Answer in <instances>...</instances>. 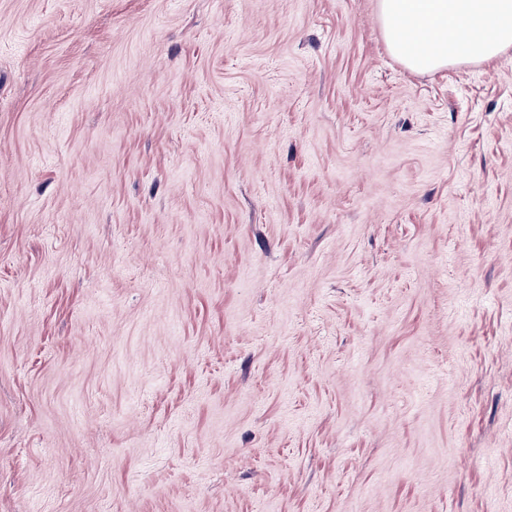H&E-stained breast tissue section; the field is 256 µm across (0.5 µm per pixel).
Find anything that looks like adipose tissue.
I'll list each match as a JSON object with an SVG mask.
<instances>
[{"mask_svg":"<svg viewBox=\"0 0 512 512\" xmlns=\"http://www.w3.org/2000/svg\"><path fill=\"white\" fill-rule=\"evenodd\" d=\"M377 19L389 50L416 74L512 50V0H377Z\"/></svg>","mask_w":512,"mask_h":512,"instance_id":"1","label":"adipose tissue"}]
</instances>
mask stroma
I'll return each instance as SVG.
<instances>
[{"label": "stroma", "mask_w": 512, "mask_h": 512, "mask_svg": "<svg viewBox=\"0 0 512 512\" xmlns=\"http://www.w3.org/2000/svg\"><path fill=\"white\" fill-rule=\"evenodd\" d=\"M0 512H512V52L0 0Z\"/></svg>", "instance_id": "1"}]
</instances>
